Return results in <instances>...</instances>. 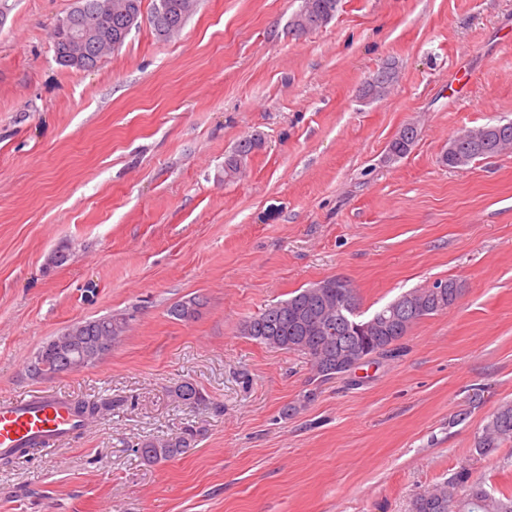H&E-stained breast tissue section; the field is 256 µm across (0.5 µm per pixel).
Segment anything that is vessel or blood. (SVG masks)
Listing matches in <instances>:
<instances>
[{
  "label": "vessel or blood",
  "mask_w": 512,
  "mask_h": 512,
  "mask_svg": "<svg viewBox=\"0 0 512 512\" xmlns=\"http://www.w3.org/2000/svg\"><path fill=\"white\" fill-rule=\"evenodd\" d=\"M68 403L51 395L0 403V451L37 441L50 447L83 430Z\"/></svg>",
  "instance_id": "obj_1"
}]
</instances>
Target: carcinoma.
Wrapping results in <instances>:
<instances>
[{"label":"carcinoma","mask_w":512,"mask_h":512,"mask_svg":"<svg viewBox=\"0 0 512 512\" xmlns=\"http://www.w3.org/2000/svg\"><path fill=\"white\" fill-rule=\"evenodd\" d=\"M129 12L104 13L97 7L98 0H81V5L69 12L65 20L68 28L51 35L56 62L69 68L66 42L76 31H110L112 39L124 44L128 26L138 27L142 16V0H126ZM186 0H155L149 24L159 38H166L180 30L188 20ZM338 0H302L295 18L303 21L299 34L315 30L328 23L336 13ZM117 46H101L89 42L84 47L85 69L97 66L101 59ZM390 90L385 75L376 71L363 89V96L381 99ZM475 139L461 143L453 156L443 153L440 162L450 169H463L478 159L498 155L512 146V120L487 123L472 129ZM418 138V131L401 128L388 145V155L402 158ZM258 146L254 139L241 140L234 152L224 161V176L232 177L246 166L248 157ZM442 288H414L362 317L359 299L350 284L336 285L331 277L307 288L293 292L285 300L277 301L259 314L244 321L245 335L270 348L302 352L312 362L314 376L325 382L343 376L357 366L365 356L353 337V325L365 328L364 337L373 343L372 352L378 356H398V342L421 319L433 316L453 306L462 289L454 280L442 281ZM202 301L192 297L176 302L170 314L181 321L198 315ZM122 332V322L103 316L78 322L59 335L43 343L28 361L27 372L33 378L43 379L64 372L77 371L103 360L109 350L98 348L104 339L115 340ZM175 398L184 405L206 402L203 392L191 382H182L174 388ZM112 404L78 401L70 404L72 413L83 419H94L109 410ZM197 432L188 427L169 439H147L138 448L143 460L160 463L179 457L194 447ZM505 442H512V402L501 404L491 415L474 441L473 453L487 457ZM411 512H512V496L494 494L483 483L470 480L469 471L462 467L454 477L418 494Z\"/></svg>","instance_id":"cac0c4a2"}]
</instances>
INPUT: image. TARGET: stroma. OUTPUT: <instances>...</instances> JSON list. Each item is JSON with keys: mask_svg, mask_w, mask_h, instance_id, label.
I'll return each mask as SVG.
<instances>
[{"mask_svg": "<svg viewBox=\"0 0 512 512\" xmlns=\"http://www.w3.org/2000/svg\"><path fill=\"white\" fill-rule=\"evenodd\" d=\"M301 4L199 0L178 36L142 23L78 71L51 41L77 0H0V401L112 404L0 468V512H409L462 466L512 493V443L472 452L512 401V152L440 162L461 129L512 119V0H340L296 35ZM386 62L389 94L363 99ZM408 123L417 141L389 158ZM336 276L367 313L438 280L463 294L400 356L327 382L244 335ZM190 296L198 315L171 317ZM106 315L127 325L104 360L28 375L47 339ZM185 380L206 403L174 400ZM189 425L187 454H135ZM257 146L258 142L254 139L241 140L234 152L224 161V177H233L239 173L246 166L248 157Z\"/></svg>", "mask_w": 512, "mask_h": 512, "instance_id": "1", "label": "stroma"}]
</instances>
